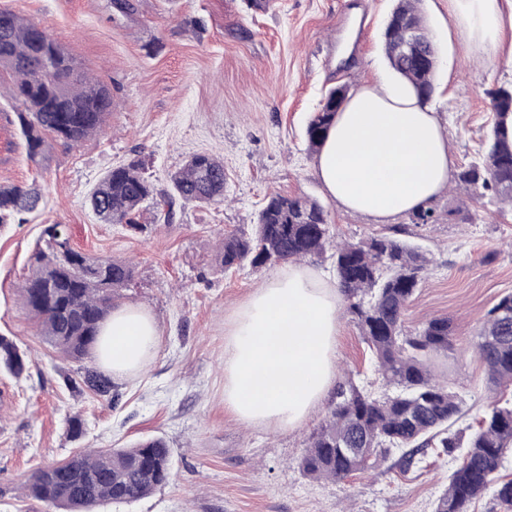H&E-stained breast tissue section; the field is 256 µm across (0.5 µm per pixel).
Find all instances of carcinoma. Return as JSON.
<instances>
[{
	"label": "carcinoma",
	"mask_w": 512,
	"mask_h": 512,
	"mask_svg": "<svg viewBox=\"0 0 512 512\" xmlns=\"http://www.w3.org/2000/svg\"><path fill=\"white\" fill-rule=\"evenodd\" d=\"M420 0H399L389 26L400 32L408 22L421 31L420 51L433 42L419 9ZM40 25L16 13L0 10V75L12 79L10 97L22 104L34 101L36 112H19L17 119L27 156L41 155L48 139L74 146L102 130L112 111L108 88L88 78L67 52ZM391 68L411 90L432 95L435 66L419 67L412 57L394 52L393 39H384ZM331 90L307 127L309 149L321 150L336 120ZM494 120L478 159L457 172L455 187L463 193L459 211L467 210L473 192L496 205L512 204V85L488 91ZM224 162L207 154L190 157L171 176V191L157 195L142 160L109 169L89 197V206L105 224L140 229L138 217L151 205L153 221L169 222L176 201L222 203ZM43 202L34 188L0 187V224L23 221ZM46 246L30 259L31 274L19 288L23 306L37 320L39 334L63 357L81 361L92 357L100 329L117 292L127 287L135 267L127 260L91 256L70 247L65 229H45ZM328 257L359 336L368 346L385 385L381 396L353 380L340 387L336 403L313 434L300 468L316 480L340 481L401 453L410 465L419 449L432 445L446 455L462 448L449 475L448 487L434 512H468L470 503L493 491L503 512H512V480L497 474L512 452V402H495L477 420V429L450 432L464 415L463 396L434 378L431 359L447 354L451 325L433 317L408 331L403 325L406 304L424 279L428 257L409 244L386 236L359 242H338L330 232L327 212L317 201L288 194L265 200L249 232L221 240L219 267L234 272L246 265L257 270L267 264ZM476 351L496 386H512V293L487 312L477 334ZM24 353L0 336V371L19 375ZM101 393L110 381L89 368L69 378ZM172 475L170 450L161 438L122 448L83 450L38 469L23 483L24 492L53 512H94L107 502H129L167 484Z\"/></svg>",
	"instance_id": "cac0c4a2"
}]
</instances>
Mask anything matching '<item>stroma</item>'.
<instances>
[{
    "label": "stroma",
    "instance_id": "1",
    "mask_svg": "<svg viewBox=\"0 0 512 512\" xmlns=\"http://www.w3.org/2000/svg\"><path fill=\"white\" fill-rule=\"evenodd\" d=\"M348 18H341V4ZM393 0H0L33 21L88 76L112 93L100 133L76 146L50 142L40 164L27 158L17 105L0 87V186H37L44 203L26 223L0 224V336L26 354L20 376L0 372V512H47L21 484L39 466L85 448H120L151 437L171 451L168 484L99 512H432L459 455L423 449L418 463L399 454L340 482L314 480L299 467L311 436L336 400L328 392L296 429L274 433L238 422L224 408V329L271 276L272 267L223 273L219 232L249 229L266 196L320 202L337 239L386 235L416 244L430 266L404 312L407 329L448 318V355L433 370L466 399L464 423L487 405L512 399L475 352L488 310L512 292V210L476 198L460 213L455 193L431 203L437 220L389 224L338 207L314 174L306 127L330 88L351 92L392 77L381 34ZM439 50L429 100L455 166L467 164L491 126L489 89L512 84V62L475 51L448 16V0H422ZM224 162L226 200L176 204L172 222L145 231L100 223L87 199L104 173L133 158L146 163L157 190L189 156ZM66 225L72 247L131 261L134 280L117 306L149 311L162 347L145 372L113 380L112 392L72 389L78 362L62 358L39 335L18 288L44 229ZM336 385L385 387L347 308H340ZM80 414L84 434L67 435Z\"/></svg>",
    "mask_w": 512,
    "mask_h": 512
}]
</instances>
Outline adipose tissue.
I'll use <instances>...</instances> for the list:
<instances>
[{"instance_id":"obj_1","label":"adipose tissue","mask_w":512,"mask_h":512,"mask_svg":"<svg viewBox=\"0 0 512 512\" xmlns=\"http://www.w3.org/2000/svg\"><path fill=\"white\" fill-rule=\"evenodd\" d=\"M473 47L512 61V0H448ZM448 140L435 112L401 82L363 86L336 115L315 172L345 210L384 223L424 208L450 184ZM336 285L306 266L280 267L238 309L224 336V407L284 432L301 425L336 377ZM162 335L144 309H113L95 355L113 378L142 372Z\"/></svg>"}]
</instances>
